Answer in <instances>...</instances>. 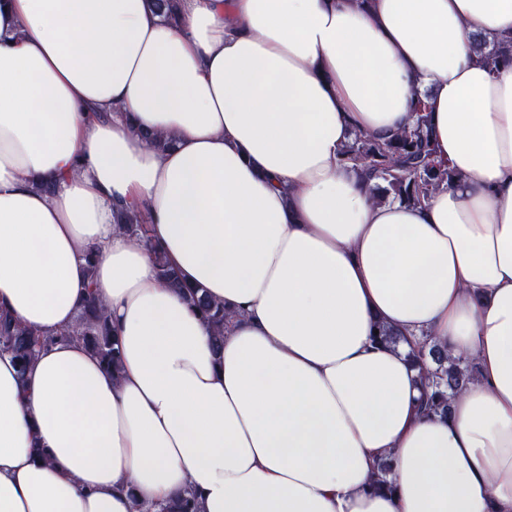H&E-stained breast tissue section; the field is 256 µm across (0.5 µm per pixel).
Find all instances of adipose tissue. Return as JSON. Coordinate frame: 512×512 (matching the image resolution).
Masks as SVG:
<instances>
[{
	"instance_id": "obj_1",
	"label": "adipose tissue",
	"mask_w": 512,
	"mask_h": 512,
	"mask_svg": "<svg viewBox=\"0 0 512 512\" xmlns=\"http://www.w3.org/2000/svg\"><path fill=\"white\" fill-rule=\"evenodd\" d=\"M503 42L512 0H0V310L55 334L93 297L121 350L0 353V512H512ZM420 96L453 180L372 202L341 151ZM425 334L477 369L444 417ZM156 259L160 277L166 281L171 288L183 292L190 304L202 314L203 318L206 319L208 323L216 328L218 334L214 336V343L216 349H221L224 338V305L208 299L206 294L203 293L202 288L186 287L179 280L175 272L167 266L159 253H157Z\"/></svg>"
}]
</instances>
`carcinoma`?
Instances as JSON below:
<instances>
[{
	"instance_id": "carcinoma-1",
	"label": "carcinoma",
	"mask_w": 512,
	"mask_h": 512,
	"mask_svg": "<svg viewBox=\"0 0 512 512\" xmlns=\"http://www.w3.org/2000/svg\"><path fill=\"white\" fill-rule=\"evenodd\" d=\"M512 61V49L505 51L492 46L481 56V62L490 70ZM415 122L388 140L373 134L356 131L342 151V161L350 162L365 176L375 181L373 199L389 196L418 206L428 195L448 185L451 178L448 165L433 159L434 147L425 103L417 99ZM116 223L131 235L143 238L140 216L123 211ZM160 277L167 284L183 292L190 302L217 330L216 349H221L224 338V305L214 302L201 288L186 287L169 268L161 255H156ZM77 339L90 347L109 369H117L120 361L118 344L111 335L105 307L90 301L79 313L78 323L70 331L57 336L37 338L34 333L14 324L0 313V352L11 354L20 372H25L35 359L38 349L55 340ZM412 366L418 370L430 413L448 414V394L462 391L474 379L475 366L467 361L448 358V352L426 339L419 341L409 355ZM161 512H196L193 496L181 497L161 507Z\"/></svg>"
}]
</instances>
